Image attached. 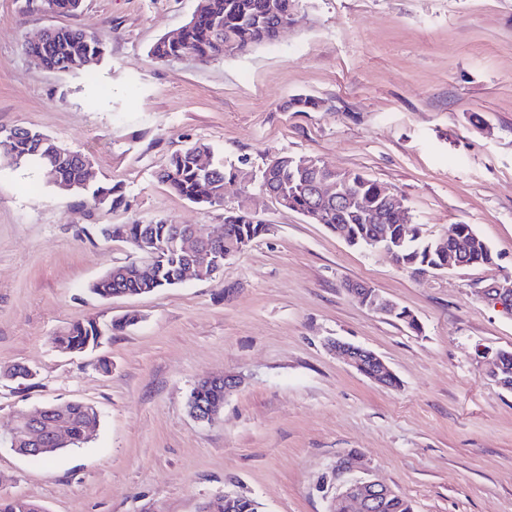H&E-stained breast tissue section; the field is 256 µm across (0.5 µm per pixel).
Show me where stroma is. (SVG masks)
Here are the masks:
<instances>
[{
	"label": "stroma",
	"mask_w": 512,
	"mask_h": 512,
	"mask_svg": "<svg viewBox=\"0 0 512 512\" xmlns=\"http://www.w3.org/2000/svg\"><path fill=\"white\" fill-rule=\"evenodd\" d=\"M197 4L83 0L67 15L0 0V128L84 154L125 197L96 206L0 163V434L54 402L99 413L84 447L48 460L0 445V493L45 512H207L227 493L261 512H333L320 483L352 453L417 512H512V391L484 365L512 350V311L479 293L512 276V0H298V23L273 43L204 66L153 59ZM55 27L103 40L94 77L25 53ZM196 141L256 173L277 153L362 173L397 193L426 237L471 225L494 262L416 273L235 181L225 206L249 194L272 230L215 280L96 295L92 284L134 257L101 226L162 217L220 231L223 208L157 178ZM352 282L409 309L419 330L361 306ZM131 313L138 323L94 350L54 342ZM334 339L383 357L397 386L337 358ZM18 365L35 377H12ZM225 374L241 387L213 421L192 418V388Z\"/></svg>",
	"instance_id": "obj_1"
}]
</instances>
